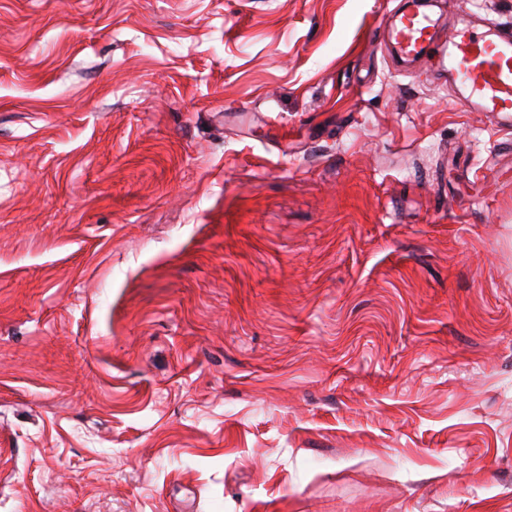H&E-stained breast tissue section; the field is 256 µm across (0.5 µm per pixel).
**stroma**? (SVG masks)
Returning <instances> with one entry per match:
<instances>
[{
	"label": "stroma",
	"instance_id": "stroma-1",
	"mask_svg": "<svg viewBox=\"0 0 512 512\" xmlns=\"http://www.w3.org/2000/svg\"><path fill=\"white\" fill-rule=\"evenodd\" d=\"M403 3L0 0V512H512V127Z\"/></svg>",
	"mask_w": 512,
	"mask_h": 512
}]
</instances>
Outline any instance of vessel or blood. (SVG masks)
<instances>
[{
  "label": "vessel or blood",
  "mask_w": 512,
  "mask_h": 512,
  "mask_svg": "<svg viewBox=\"0 0 512 512\" xmlns=\"http://www.w3.org/2000/svg\"><path fill=\"white\" fill-rule=\"evenodd\" d=\"M438 27L427 13H399L390 20V37L403 56L432 54L459 81L458 100L466 111L512 124V28L471 22L445 39Z\"/></svg>",
  "instance_id": "b4317fda"
}]
</instances>
